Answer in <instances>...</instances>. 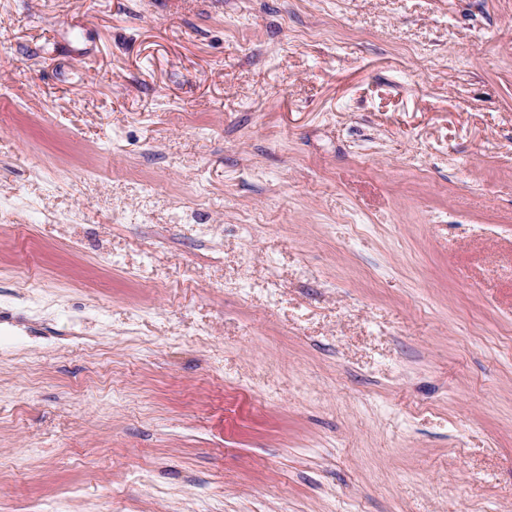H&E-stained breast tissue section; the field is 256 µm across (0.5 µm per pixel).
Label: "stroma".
I'll return each mask as SVG.
<instances>
[{
	"label": "stroma",
	"mask_w": 512,
	"mask_h": 512,
	"mask_svg": "<svg viewBox=\"0 0 512 512\" xmlns=\"http://www.w3.org/2000/svg\"><path fill=\"white\" fill-rule=\"evenodd\" d=\"M0 490L512 512V0H0Z\"/></svg>",
	"instance_id": "stroma-1"
}]
</instances>
